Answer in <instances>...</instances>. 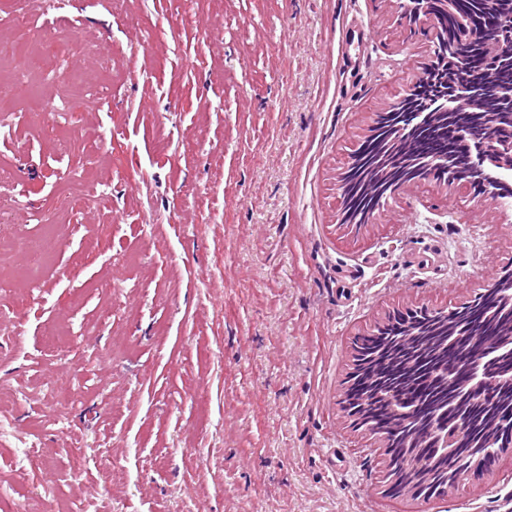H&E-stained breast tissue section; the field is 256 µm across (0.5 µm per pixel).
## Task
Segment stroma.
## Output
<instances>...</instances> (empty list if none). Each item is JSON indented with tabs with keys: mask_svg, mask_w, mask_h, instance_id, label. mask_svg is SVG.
<instances>
[{
	"mask_svg": "<svg viewBox=\"0 0 512 512\" xmlns=\"http://www.w3.org/2000/svg\"><path fill=\"white\" fill-rule=\"evenodd\" d=\"M23 9L0 0V48L65 40L75 105L42 120L54 87L9 89L0 111V238L58 227L38 284L0 294V512H512V454L447 496L387 497L388 456L341 407L353 336L512 263V202L431 177L340 222L338 177L430 67L432 19L63 0L20 27Z\"/></svg>",
	"mask_w": 512,
	"mask_h": 512,
	"instance_id": "35a3bbf8",
	"label": "stroma"
}]
</instances>
